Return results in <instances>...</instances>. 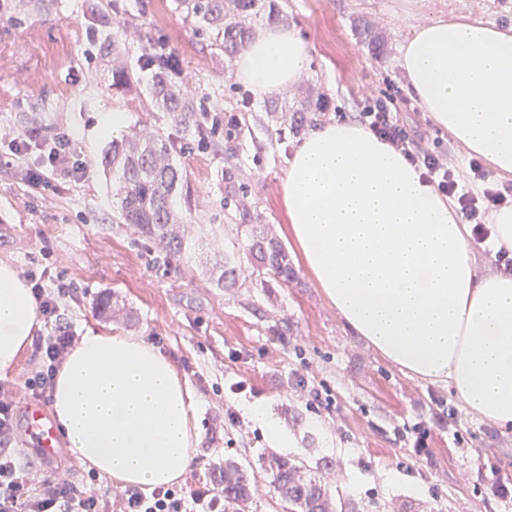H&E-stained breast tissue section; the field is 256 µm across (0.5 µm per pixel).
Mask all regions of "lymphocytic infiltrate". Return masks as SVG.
I'll return each instance as SVG.
<instances>
[{
  "instance_id": "1",
  "label": "lymphocytic infiltrate",
  "mask_w": 512,
  "mask_h": 512,
  "mask_svg": "<svg viewBox=\"0 0 512 512\" xmlns=\"http://www.w3.org/2000/svg\"><path fill=\"white\" fill-rule=\"evenodd\" d=\"M391 105V98L386 96L368 99L358 120L411 161L419 163L426 178L455 201L465 223L471 224L475 239L486 242L489 238L486 215L511 198L492 184L488 172L476 159L469 163L471 189L461 188L451 166L440 154L421 150L417 135L394 120ZM58 172L76 177L83 172L74 158L72 141L64 134L44 143L40 166L27 171L26 176L32 185L40 186ZM32 282V293L42 315L56 325L55 331L37 347L41 369L29 381L33 397L41 399L51 388L55 372L74 345L75 336L70 326L62 322L60 313L62 300L71 293L70 286L60 285L50 290L45 288L40 276L33 277ZM14 432V405L9 395L0 390V512H102L104 499L83 483L52 475L43 476L36 484L29 481L8 449ZM122 512H222L221 497L215 487L188 483L175 488H157L148 495L128 490L122 496Z\"/></svg>"
}]
</instances>
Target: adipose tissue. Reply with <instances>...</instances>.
<instances>
[{
    "mask_svg": "<svg viewBox=\"0 0 512 512\" xmlns=\"http://www.w3.org/2000/svg\"><path fill=\"white\" fill-rule=\"evenodd\" d=\"M311 45L270 27L236 55L253 95L293 86ZM398 65L432 121L512 180V25L415 27ZM288 236L340 320L385 361L447 384L467 413L512 430V273L480 270L471 227L435 183L364 126L333 121L296 148L281 186ZM40 327L30 286L0 261V374ZM51 409L75 458L120 487L176 483L193 459L194 395L158 348L90 332L66 355Z\"/></svg>",
    "mask_w": 512,
    "mask_h": 512,
    "instance_id": "1",
    "label": "adipose tissue"
}]
</instances>
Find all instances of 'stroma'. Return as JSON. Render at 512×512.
<instances>
[{
	"mask_svg": "<svg viewBox=\"0 0 512 512\" xmlns=\"http://www.w3.org/2000/svg\"><path fill=\"white\" fill-rule=\"evenodd\" d=\"M112 19L126 63L136 66L149 41L180 63L178 84L211 128L219 112H245L243 130L192 145L180 156L189 175L186 214L193 247L175 272L156 271L139 236L112 221V197L100 165L108 140L101 118L121 112L127 124L158 132L167 127L150 104L146 84L109 89L111 70L90 39L89 0H0V143L39 117L44 135L73 136L84 177H58L49 189L27 183L40 152L0 154V261L20 273L51 268L76 290L63 307L75 336L120 331L158 347L195 395L200 433L183 482L205 483L214 463L251 464L257 494L251 512H291L270 484L259 456L270 445L245 412L261 404L295 442L294 458L307 466L328 460L325 478L334 495L357 512H512L482 476L512 482V432L465 414L447 385L420 381L386 362L345 327L305 271L296 251L288 257L293 283L260 284L244 264L239 288H218L215 263L238 253L243 224H265L287 241L280 182L287 161L312 128L354 121L367 96H395L399 124L421 133V147L447 154L461 178L469 155L437 127L401 77L397 58L415 25L479 17L512 21V0H275L286 28L312 45L307 72L276 94L279 106L308 104L300 128H284L235 78L231 58L211 49L182 15L177 0H99ZM383 46L374 56L369 44ZM114 294L137 318L126 324L99 315L97 296ZM285 335H274L277 327ZM39 369L34 348L0 377L23 414L25 387ZM424 424L428 452L415 459L412 428ZM11 450L32 479L55 474L88 482L90 471L69 448L46 457L24 428Z\"/></svg>",
	"mask_w": 512,
	"mask_h": 512,
	"instance_id": "stroma-1",
	"label": "stroma"
}]
</instances>
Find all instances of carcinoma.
Segmentation results:
<instances>
[{
	"mask_svg": "<svg viewBox=\"0 0 512 512\" xmlns=\"http://www.w3.org/2000/svg\"><path fill=\"white\" fill-rule=\"evenodd\" d=\"M186 21L194 31L208 37L210 46L233 57L254 34V27L281 19L274 0H178ZM88 10L101 29L98 53L110 63L112 88L130 85L133 74L120 64L121 54L115 39L106 33L109 17L91 3ZM151 95L169 124L179 133L174 139L132 126L119 139L107 144L102 153L103 173L112 190V220L132 224L142 236L148 253H156L164 270L190 249L182 224L180 200L188 199L187 171L176 160L177 149L187 145L201 122L194 105L181 96L164 66L151 69ZM243 254L224 258L215 278L220 288L238 287L242 261L252 265L258 275H268L281 284L295 280L296 272L284 245L263 224H242ZM278 495L296 512H355L351 503L332 496L321 479V465L307 468L301 460L274 453L260 457ZM210 478L224 498V512H249L255 494L252 467L237 461L218 463Z\"/></svg>",
	"mask_w": 512,
	"mask_h": 512,
	"instance_id": "1",
	"label": "carcinoma"
}]
</instances>
